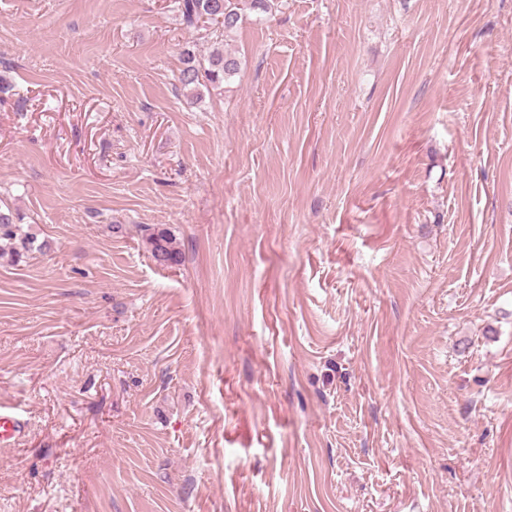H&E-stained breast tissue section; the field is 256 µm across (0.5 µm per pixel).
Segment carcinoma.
Segmentation results:
<instances>
[{
	"mask_svg": "<svg viewBox=\"0 0 512 512\" xmlns=\"http://www.w3.org/2000/svg\"><path fill=\"white\" fill-rule=\"evenodd\" d=\"M174 6L188 27L196 28L207 19L217 25L212 31L214 48L202 58L187 49L182 53V69L178 75L181 88L196 91L206 84H220L238 74L240 60L224 52L223 38L234 31L243 19L241 0H174ZM143 241L151 256L161 265L181 262L182 253L176 238L165 228L146 226ZM36 239L15 222L13 212L0 210V263L16 264L34 250Z\"/></svg>",
	"mask_w": 512,
	"mask_h": 512,
	"instance_id": "1",
	"label": "carcinoma"
}]
</instances>
